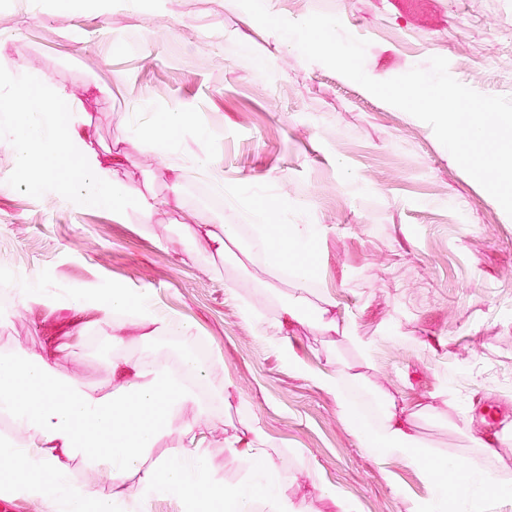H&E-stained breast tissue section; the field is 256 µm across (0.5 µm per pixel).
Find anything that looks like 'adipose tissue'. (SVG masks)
I'll return each instance as SVG.
<instances>
[{
	"label": "adipose tissue",
	"mask_w": 512,
	"mask_h": 512,
	"mask_svg": "<svg viewBox=\"0 0 512 512\" xmlns=\"http://www.w3.org/2000/svg\"><path fill=\"white\" fill-rule=\"evenodd\" d=\"M7 81L11 93L0 100L1 112L28 101L45 118L41 126L20 122L15 139L16 168L25 173L38 168L43 175H50L52 166L67 154L69 144L87 131L77 122L64 129L54 125L57 104L66 97L63 90L43 88L24 72L10 74ZM77 168L80 200L108 203L120 196L121 184L96 155H81ZM183 225L196 245L217 255H231L239 244V225H201L190 212L185 213ZM313 237L311 225L297 224L289 227L287 237L279 243L261 234L252 246L268 250L272 269L291 266L303 278L308 265L302 254ZM71 310L67 336L75 344L82 341L89 326L118 311H135L132 326L144 341L172 328L153 314L146 294L124 288L113 289L101 301L75 298ZM111 341L116 355L109 393L61 374L49 355L0 356V416L10 421L9 433L0 437V458L5 461L0 467L1 491L17 498L55 500L62 512H119L122 505L140 506L162 493L204 507L205 512H254L258 505L263 512H300L277 488L290 475L260 427L248 425L225 437V449L244 458L247 476L242 484L224 490L209 473L203 447V429L210 423L208 408L175 376L168 361L146 363L125 358L121 351L128 336L116 334ZM326 364V369L309 372L308 377L318 387L335 393L340 415L362 448L379 460L395 457L425 469L431 467L412 416L398 413L389 402L380 426H365L342 386L343 371L334 350H327ZM188 408L193 411L189 418L184 415ZM163 436L177 439V452L151 459L152 448ZM78 455L87 460L91 477H71L68 461ZM99 479L111 487L108 498L96 494ZM489 491L512 495V487L491 472L471 468L460 488L451 491L439 485L437 496L421 505L420 512H446L452 497L468 500L471 512H483L482 501Z\"/></svg>",
	"instance_id": "ef3b65f1"
}]
</instances>
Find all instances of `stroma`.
<instances>
[{
    "label": "stroma",
    "mask_w": 512,
    "mask_h": 512,
    "mask_svg": "<svg viewBox=\"0 0 512 512\" xmlns=\"http://www.w3.org/2000/svg\"><path fill=\"white\" fill-rule=\"evenodd\" d=\"M265 2L292 21L338 15L368 40L373 79L442 56L460 83L512 97V0ZM18 70L69 91L58 109L81 111L92 137L72 144L47 193L16 180L15 122L0 112V354L42 352L75 295L144 292L158 317L191 331L129 344L125 356L151 361L188 344L218 364L202 385L217 482L244 476L224 437L246 412L295 473L282 491L302 512H412L434 497L418 467L369 456L335 395L307 378L329 348L349 394L378 405L392 396L430 452L512 483V217L430 125L306 61L235 0H0V73ZM166 112L191 120L158 156L145 132ZM88 151L104 164L124 157V198L70 196L71 160ZM176 167L198 223L239 225L246 243L259 213L284 228L313 225L307 280L272 273L259 252L211 257L165 208L143 223L140 197H167ZM29 284L43 302L28 310L15 292ZM300 292L309 322L283 325ZM321 308L329 325L313 322ZM126 325H92L57 369L111 388V338ZM474 431L505 440L487 455Z\"/></svg>",
    "instance_id": "1"
}]
</instances>
